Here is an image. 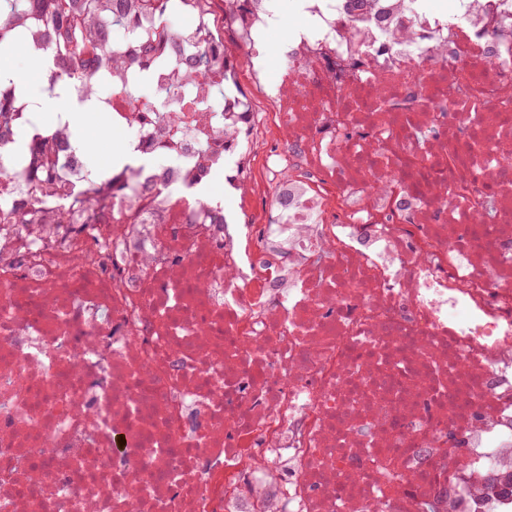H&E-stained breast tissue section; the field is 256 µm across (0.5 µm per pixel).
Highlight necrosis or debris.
Masks as SVG:
<instances>
[{
	"instance_id": "obj_1",
	"label": "necrosis or debris",
	"mask_w": 512,
	"mask_h": 512,
	"mask_svg": "<svg viewBox=\"0 0 512 512\" xmlns=\"http://www.w3.org/2000/svg\"><path fill=\"white\" fill-rule=\"evenodd\" d=\"M294 2L274 80L273 0H222L229 42L110 20L66 83L20 30L0 512H512V0ZM147 36L209 69L132 65ZM89 113L129 162L89 165ZM60 141L56 195L30 158ZM105 185L111 210L54 223Z\"/></svg>"
}]
</instances>
